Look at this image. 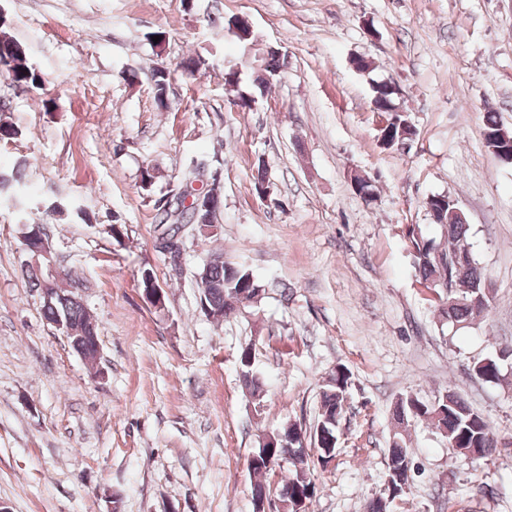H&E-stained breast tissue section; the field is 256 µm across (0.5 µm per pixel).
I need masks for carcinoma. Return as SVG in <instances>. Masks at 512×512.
Here are the masks:
<instances>
[{"mask_svg": "<svg viewBox=\"0 0 512 512\" xmlns=\"http://www.w3.org/2000/svg\"><path fill=\"white\" fill-rule=\"evenodd\" d=\"M10 21L0 19V82L6 83L19 91L31 92L39 90L44 84V78L29 61L25 46L14 39L8 32ZM253 71L252 86H241L242 65L227 64L224 68V86L233 92V105L243 109L250 107L255 101V92L267 88L270 80L278 75L280 58L278 53L266 50L262 55L248 61ZM172 72L162 68L151 71L152 90L154 99L160 107L166 106L171 87ZM371 102L376 109L386 115L388 126L385 128L387 138H398L404 134L412 137L417 135V129L409 120L405 111L396 103L397 95L385 82H375L371 85ZM19 134L14 123L9 120L6 104L0 105V141H9ZM443 194L429 197V203L436 210L435 223L444 230V241H436L427 237L422 228H411L408 231V248L413 265L418 272L419 282L427 284L434 290L443 307L439 309L444 319H454L462 324L458 331L463 332L474 322L485 316L489 311L494 295L485 287L487 277L478 266L473 251L469 250L470 225L466 224L460 215L441 206ZM155 222L172 226L214 224L217 211H200L177 206L166 209L159 208L154 216ZM27 260L23 274L30 287L40 288L46 277L45 262L34 263L33 253L26 252ZM201 303L208 308L207 315L221 319L238 310V296L252 287L253 276L246 269L226 260L221 253L211 255L198 273ZM45 317L56 323L62 321L75 330L78 336H98L97 325L91 319L81 299L72 290L56 289V299L51 305H43ZM487 363L482 366V373L487 383H498L501 374V358L498 354L485 357ZM239 367L244 372L242 383L256 405L264 400L265 390L262 383L253 372L251 353L243 348L238 356ZM350 372L340 367L332 374L320 393L319 415L314 427L315 443L322 446L338 440L337 428L344 412L349 386ZM394 416L398 424L405 425L410 421L428 422L448 438V445L453 448H475L477 458L486 462L493 460L498 442L495 439L492 426L488 419L475 411L459 396L447 393V397H439L437 405H429L413 395L398 398L394 406ZM263 452L273 459V466L248 465V471L253 477L251 498L270 491L269 472L278 465L282 449L265 448ZM388 460L398 466L410 461V452L402 433L394 434V439L388 448ZM315 469L309 462L301 460L292 464L288 475L282 480L281 490H301L306 494L316 489Z\"/></svg>", "mask_w": 512, "mask_h": 512, "instance_id": "carcinoma-1", "label": "carcinoma"}]
</instances>
